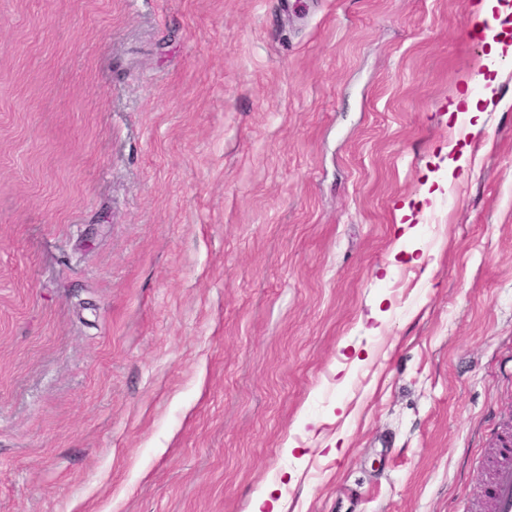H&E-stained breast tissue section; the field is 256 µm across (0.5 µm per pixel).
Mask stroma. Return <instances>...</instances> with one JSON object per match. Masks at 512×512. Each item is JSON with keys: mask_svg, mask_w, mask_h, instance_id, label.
<instances>
[{"mask_svg": "<svg viewBox=\"0 0 512 512\" xmlns=\"http://www.w3.org/2000/svg\"><path fill=\"white\" fill-rule=\"evenodd\" d=\"M472 6L0 0V512H478L512 57L466 138Z\"/></svg>", "mask_w": 512, "mask_h": 512, "instance_id": "1", "label": "stroma"}]
</instances>
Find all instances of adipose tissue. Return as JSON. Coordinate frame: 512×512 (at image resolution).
Here are the masks:
<instances>
[{"label": "adipose tissue", "mask_w": 512, "mask_h": 512, "mask_svg": "<svg viewBox=\"0 0 512 512\" xmlns=\"http://www.w3.org/2000/svg\"><path fill=\"white\" fill-rule=\"evenodd\" d=\"M473 11L478 18L498 15L501 31L497 38L489 40V52L485 59L478 62L465 76L464 91L456 93L448 103L449 114H465L468 119V131L479 134L484 128L486 112L484 102L492 101L498 79L492 76L491 59L507 54L512 56V36L507 29L512 26V0H474ZM482 87V97H475L473 87Z\"/></svg>", "instance_id": "obj_1"}]
</instances>
